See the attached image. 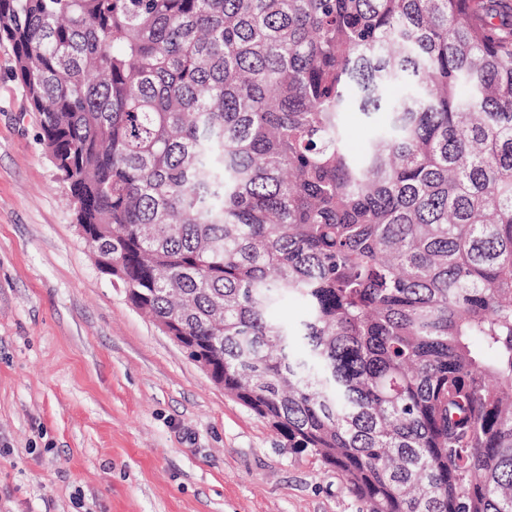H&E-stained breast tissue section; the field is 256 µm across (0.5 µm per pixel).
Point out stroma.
Here are the masks:
<instances>
[{
    "mask_svg": "<svg viewBox=\"0 0 512 512\" xmlns=\"http://www.w3.org/2000/svg\"><path fill=\"white\" fill-rule=\"evenodd\" d=\"M0 43V512H357L97 268Z\"/></svg>",
    "mask_w": 512,
    "mask_h": 512,
    "instance_id": "stroma-1",
    "label": "stroma"
}]
</instances>
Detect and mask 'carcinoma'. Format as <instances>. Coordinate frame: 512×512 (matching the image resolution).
I'll use <instances>...</instances> for the list:
<instances>
[{
    "label": "carcinoma",
    "mask_w": 512,
    "mask_h": 512,
    "mask_svg": "<svg viewBox=\"0 0 512 512\" xmlns=\"http://www.w3.org/2000/svg\"><path fill=\"white\" fill-rule=\"evenodd\" d=\"M0 41L102 273L226 393L360 512H512V0H0ZM347 124L349 132L346 144L351 153L357 154L363 148L368 131L361 125L359 117L354 112H349Z\"/></svg>",
    "instance_id": "obj_1"
}]
</instances>
